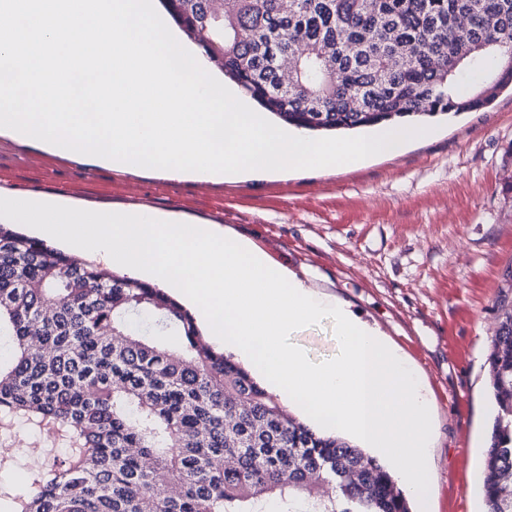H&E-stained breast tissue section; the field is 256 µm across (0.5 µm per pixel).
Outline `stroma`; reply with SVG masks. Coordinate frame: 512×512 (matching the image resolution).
Returning a JSON list of instances; mask_svg holds the SVG:
<instances>
[{
    "label": "stroma",
    "mask_w": 512,
    "mask_h": 512,
    "mask_svg": "<svg viewBox=\"0 0 512 512\" xmlns=\"http://www.w3.org/2000/svg\"><path fill=\"white\" fill-rule=\"evenodd\" d=\"M424 124L428 135L402 152L352 168L235 182L111 170L0 135V197H60L92 211L141 206L252 241L407 357L431 400V512H485L488 355L497 299L512 286V90ZM289 341L315 363L340 349L329 318ZM6 444L13 465L0 471V493L23 486L35 449H56L24 429Z\"/></svg>",
    "instance_id": "obj_1"
}]
</instances>
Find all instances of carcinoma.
<instances>
[{"instance_id": "carcinoma-1", "label": "carcinoma", "mask_w": 512, "mask_h": 512, "mask_svg": "<svg viewBox=\"0 0 512 512\" xmlns=\"http://www.w3.org/2000/svg\"><path fill=\"white\" fill-rule=\"evenodd\" d=\"M165 2L225 77L306 131L470 112L512 85V0ZM498 308L483 486L487 512H512V303ZM2 336L0 430H46L65 454L0 512H410L383 464L287 413L163 289L0 225Z\"/></svg>"}]
</instances>
